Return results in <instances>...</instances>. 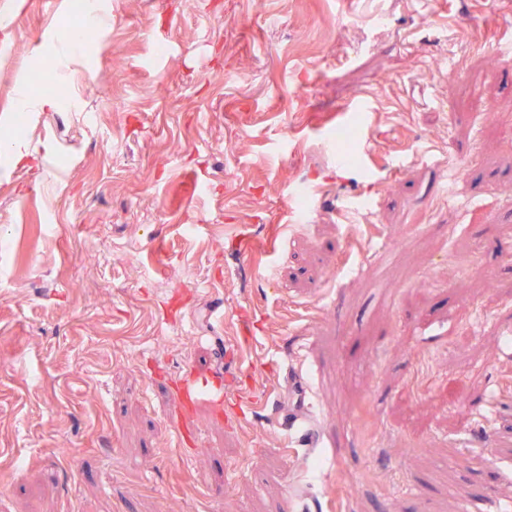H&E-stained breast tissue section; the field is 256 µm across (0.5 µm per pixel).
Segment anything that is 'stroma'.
<instances>
[{"label": "stroma", "mask_w": 512, "mask_h": 512, "mask_svg": "<svg viewBox=\"0 0 512 512\" xmlns=\"http://www.w3.org/2000/svg\"><path fill=\"white\" fill-rule=\"evenodd\" d=\"M98 9L20 131L32 169L0 156V512H512V0ZM72 25L71 0H0V117ZM375 82L408 114L364 123L374 179L333 120ZM347 198L364 223L332 219ZM192 375L272 403L175 409ZM304 402L326 438L284 453ZM20 106L27 112L38 114V112H52L60 107L59 99L52 93L31 97L23 94L15 98L14 106Z\"/></svg>", "instance_id": "stroma-1"}]
</instances>
